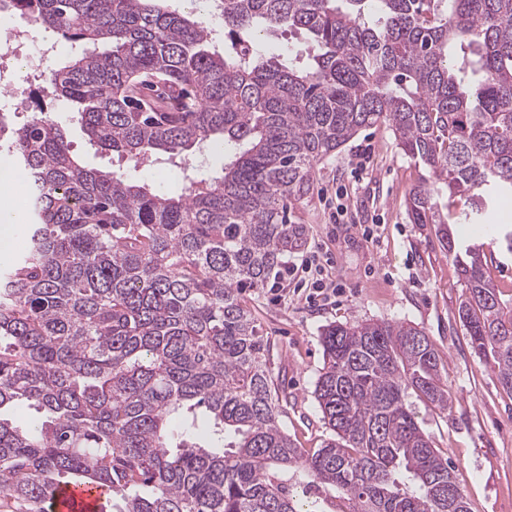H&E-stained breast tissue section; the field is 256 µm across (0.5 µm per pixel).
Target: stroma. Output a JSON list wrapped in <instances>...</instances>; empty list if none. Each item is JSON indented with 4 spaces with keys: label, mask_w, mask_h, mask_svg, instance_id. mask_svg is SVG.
<instances>
[{
    "label": "stroma",
    "mask_w": 512,
    "mask_h": 512,
    "mask_svg": "<svg viewBox=\"0 0 512 512\" xmlns=\"http://www.w3.org/2000/svg\"><path fill=\"white\" fill-rule=\"evenodd\" d=\"M53 118L86 166L124 173L162 194L182 193L185 180L179 167L137 168L112 152L91 148L65 104H57ZM362 148L370 163L358 176L353 168ZM425 174L403 154L387 125L359 132L316 164L309 198L290 214L307 228V249L331 255L343 292L335 303L312 305L283 276L247 293L245 301L270 346L272 375L282 390V422L304 448L320 447L327 435L314 395L326 325L372 320L406 322L424 330L445 367L451 406L444 411L413 394L408 402L422 429L450 460L470 512H512V398L470 348L458 317L465 290L452 258L432 227L409 220L407 199ZM326 191L338 193L348 223H332L322 201ZM500 223L512 224V198L498 201L485 221L455 224L451 231L463 249L490 243L493 227ZM366 225L373 227L377 243L363 237Z\"/></svg>",
    "instance_id": "1"
}]
</instances>
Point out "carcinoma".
I'll return each mask as SVG.
<instances>
[{
  "mask_svg": "<svg viewBox=\"0 0 512 512\" xmlns=\"http://www.w3.org/2000/svg\"><path fill=\"white\" fill-rule=\"evenodd\" d=\"M224 32H304L286 66L219 53L204 22L162 0H0V11L76 46L51 74L91 145L150 165L242 147L214 176L183 167L166 196L89 169L57 123L0 112V142L34 171L28 247L0 270V508L46 512L54 489L112 495V512H316L295 486L342 491L341 512H469L412 390L448 409L443 364L408 323L323 329L315 399L329 436L285 431L264 338L243 293L300 253L314 165L388 125L425 167L413 224L435 225L464 280L459 318L512 397V308L484 245L455 250L512 197V0H210ZM466 197L444 214L440 197ZM26 400L41 414L5 417Z\"/></svg>",
  "mask_w": 512,
  "mask_h": 512,
  "instance_id": "1",
  "label": "carcinoma"
}]
</instances>
